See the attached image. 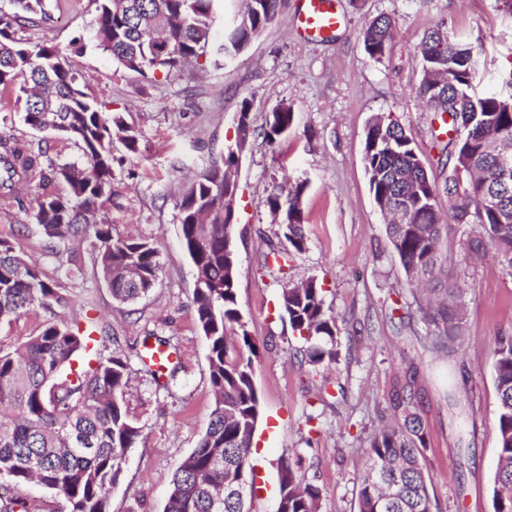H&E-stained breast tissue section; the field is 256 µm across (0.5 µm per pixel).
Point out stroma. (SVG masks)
<instances>
[{
  "label": "stroma",
  "mask_w": 512,
  "mask_h": 512,
  "mask_svg": "<svg viewBox=\"0 0 512 512\" xmlns=\"http://www.w3.org/2000/svg\"><path fill=\"white\" fill-rule=\"evenodd\" d=\"M50 21L24 29L49 41L87 79L86 93L108 102L138 138L137 153L114 140L111 194L100 212L114 232L160 250L163 269L151 293L133 305L116 303L92 268L90 242L48 250L32 218L34 191L0 200V239L14 243L55 280L67 299L53 310L34 309L0 326L8 352L59 318L94 323L104 335L90 359L118 352L128 358L124 399L142 437L129 453L110 495V512H165L172 475L196 448L214 407L207 343L196 322V273L178 236V204L193 175L222 159L236 136L235 116L249 101L254 133L240 163L234 209L237 298L256 347L254 383L261 419L253 438L257 472L255 512H274L278 462L301 458L298 475L321 491L318 512H356L359 476L371 436L396 423L398 396L412 395L427 434L426 465L435 512H493L497 461V395L493 378L498 336H512V270L492 257L465 258L447 249V265L462 289L464 333L454 352L436 349L433 328L416 310L412 289L392 250L363 163L366 126L394 113L412 138L429 176L447 174L434 144L438 122L416 97L419 45L439 28L472 46L476 92L497 87L512 71V12L501 0H335L343 19L328 39L307 42L292 24L301 0L230 63L188 65L183 72L142 78L98 48L94 0H45ZM388 16L394 36L378 61L365 53L361 32ZM81 38L79 51L70 43ZM15 88H0V135L42 148L56 163L80 151L53 133L23 122ZM292 105L294 128L269 143L268 115ZM304 178L307 249L280 267L270 248H286L266 206L272 185ZM83 265L67 273L70 257ZM316 278L336 317L335 362H302V340L279 307L283 288ZM178 370L172 389L159 385L147 364L159 340Z\"/></svg>",
  "instance_id": "obj_1"
}]
</instances>
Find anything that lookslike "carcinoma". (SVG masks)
Here are the masks:
<instances>
[{
  "mask_svg": "<svg viewBox=\"0 0 512 512\" xmlns=\"http://www.w3.org/2000/svg\"><path fill=\"white\" fill-rule=\"evenodd\" d=\"M244 13L224 21V44L215 50L232 60L271 24L285 0H246ZM98 45L126 70L140 76L174 75L191 60L207 55L215 0H95ZM15 11L0 13V87L18 86L25 96L24 122L72 141L81 158L45 162L18 139L0 136V190L12 196L19 185L43 187L45 169L66 185V193L42 191L34 197L33 219L45 247L81 235L94 239V264L113 300L134 302L146 296L162 269L148 241L112 232L101 220L90 223L111 193L112 140L138 152L135 132L105 103L85 91L86 78L46 42H30L18 31L45 20L44 0H13ZM393 37L386 16L363 30L365 52L382 59ZM422 78L416 96L431 107L448 136L444 192L448 216L437 204L439 188L429 177L405 128L388 114L368 125L364 164L378 207H386V235L411 285L424 279L443 286L444 297L419 304L422 318L434 325L435 343L449 347L462 335L461 289L440 252L466 226L467 247H488L512 270V78L498 89L474 92L478 61L467 44L433 29L419 47ZM294 110L282 104L271 112L265 132L270 142L288 135ZM250 103L243 101L236 138L224 157L203 168L179 204L181 244L201 287L195 289V316L208 344L209 379L215 396L206 431L197 447L176 468L167 512H253L217 486L248 479L252 437L260 418L253 379L255 351L241 322L237 299L238 259L233 209L220 196L235 197L237 172L248 149ZM304 180L288 192L272 187L267 206L279 218L292 251L307 248L304 230ZM65 302L59 284L27 263L13 244L0 239V325L36 307L50 310ZM281 310L304 339L307 364L336 360V319L325 307L322 288L310 278L283 289ZM90 335L63 322L49 321L25 344L0 351V512H31L20 496L35 481L63 497L69 512H109L110 494L123 474L126 450L136 447L141 427L124 401L127 358L111 354L88 368L71 361L87 347ZM497 390L498 465L492 487L493 512H512V336L494 342ZM403 420L370 441L367 467L359 477L358 512H433L425 469V434L412 398L401 397ZM320 489L305 484L292 464H280V512H317Z\"/></svg>",
  "mask_w": 512,
  "mask_h": 512,
  "instance_id": "1",
  "label": "carcinoma"
}]
</instances>
